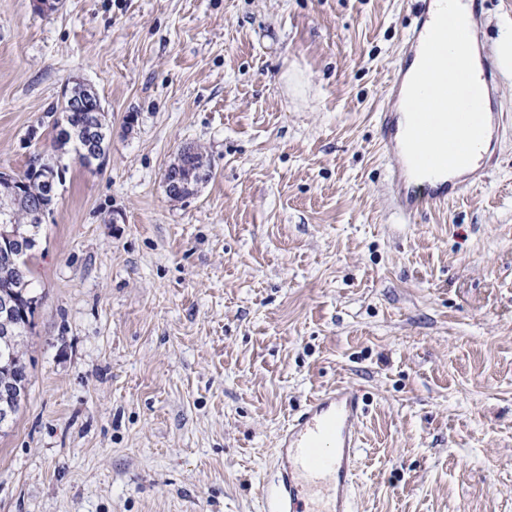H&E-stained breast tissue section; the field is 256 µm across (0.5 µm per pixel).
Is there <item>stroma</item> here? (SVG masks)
I'll return each instance as SVG.
<instances>
[{
    "mask_svg": "<svg viewBox=\"0 0 512 512\" xmlns=\"http://www.w3.org/2000/svg\"><path fill=\"white\" fill-rule=\"evenodd\" d=\"M418 8L0 0V172L64 170L0 512H266L280 429L340 383L365 404L354 512H512V130L484 181L398 219L376 114ZM473 14L512 112V0ZM77 81L99 168L55 142ZM187 145L212 175L173 201ZM74 87L67 92L64 91V97H67L70 103H75L76 106H83L86 108V112L82 108H73L65 110L61 107L59 114L60 119H57L54 123V130L58 129L56 140L62 145L72 144L73 149L78 156L80 163L86 167H90L96 163L88 156H80L75 146L76 139H78L79 133L89 124L94 123L99 129V143L106 153L107 150V134L105 125V116L103 113H96L102 106V101L97 89L91 84H82L81 89L76 90ZM65 134L67 139H62V135Z\"/></svg>",
    "mask_w": 512,
    "mask_h": 512,
    "instance_id": "obj_1",
    "label": "stroma"
}]
</instances>
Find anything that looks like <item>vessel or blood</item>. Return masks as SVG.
I'll return each mask as SVG.
<instances>
[{"label": "vessel or blood", "mask_w": 512, "mask_h": 512, "mask_svg": "<svg viewBox=\"0 0 512 512\" xmlns=\"http://www.w3.org/2000/svg\"><path fill=\"white\" fill-rule=\"evenodd\" d=\"M436 0H422L416 25L407 33L397 71L388 83L377 114L381 143L396 154L389 185L397 215L409 221L425 210H441L449 197L484 179L493 153L476 168L437 182H415L403 153L401 110L409 66L420 54L434 20ZM365 411L359 391L341 386L310 398L279 436L268 512H352L355 463L360 449L358 424Z\"/></svg>", "instance_id": "b4317fda"}]
</instances>
